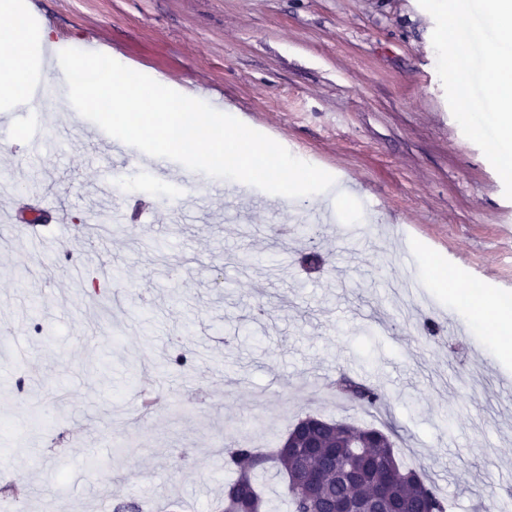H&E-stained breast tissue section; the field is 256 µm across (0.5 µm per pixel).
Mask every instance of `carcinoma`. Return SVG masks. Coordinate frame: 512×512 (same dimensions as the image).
I'll return each instance as SVG.
<instances>
[{
	"label": "carcinoma",
	"instance_id": "carcinoma-1",
	"mask_svg": "<svg viewBox=\"0 0 512 512\" xmlns=\"http://www.w3.org/2000/svg\"><path fill=\"white\" fill-rule=\"evenodd\" d=\"M340 395L376 408L386 399L384 391L347 375L336 381ZM309 434L324 447L336 450V464L307 449L309 468L300 470L298 460L283 445L271 453L248 443L224 449V466L234 478L224 484L221 512H268V502L260 491L256 474L272 462L287 479L291 512H325L328 501L349 493L360 509H387L399 506L403 512H447L446 499L422 473L400 462L393 435L379 428H355L344 422L311 415ZM350 470L353 481L339 477V467Z\"/></svg>",
	"mask_w": 512,
	"mask_h": 512
}]
</instances>
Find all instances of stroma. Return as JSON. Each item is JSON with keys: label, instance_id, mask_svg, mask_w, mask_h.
Listing matches in <instances>:
<instances>
[{"label": "stroma", "instance_id": "obj_1", "mask_svg": "<svg viewBox=\"0 0 512 512\" xmlns=\"http://www.w3.org/2000/svg\"><path fill=\"white\" fill-rule=\"evenodd\" d=\"M61 48L98 42L329 172L334 189L272 214L264 191L169 162L155 189L108 158L43 96L0 124V212L40 190L49 236L79 267L52 265L0 222V502L11 512H213L231 474L224 447L273 448L302 417L390 422L399 458L450 512L512 501V355L430 280L441 263L499 302L512 294V199L455 121L436 70L435 22L418 0H26ZM49 117L41 156L13 140ZM111 198L144 203L136 231L87 238L77 217ZM66 215L57 224V212ZM315 224L320 262L300 263ZM412 276L423 296L393 302ZM435 334H427L425 323ZM186 365H176L179 354ZM346 374L381 388L387 414L314 390Z\"/></svg>", "mask_w": 512, "mask_h": 512}]
</instances>
